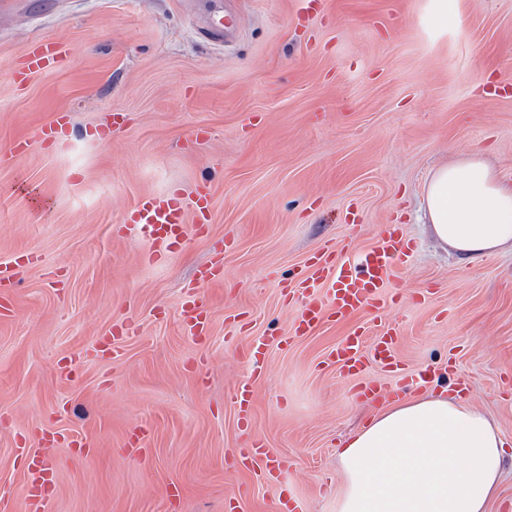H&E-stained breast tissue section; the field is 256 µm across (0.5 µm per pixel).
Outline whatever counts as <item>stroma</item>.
I'll return each mask as SVG.
<instances>
[{"label": "stroma", "instance_id": "35a3bbf8", "mask_svg": "<svg viewBox=\"0 0 512 512\" xmlns=\"http://www.w3.org/2000/svg\"><path fill=\"white\" fill-rule=\"evenodd\" d=\"M208 0H21L0 12V263L38 254L0 317V512H26L19 448L35 428L97 443L91 462L60 446L49 512H332L336 450L391 387V372L324 365L360 313L282 343L300 308L286 285L329 246L355 255L388 224L414 249L394 274L385 321L408 375L467 382L474 405L512 440V253L461 263L418 220L430 171L482 148L512 180V0H460L463 23L441 30L428 0H236V35L214 42ZM62 39L70 61L29 83L9 72L32 39ZM66 110L70 131L40 144ZM33 138L25 154L15 138ZM212 192L211 222L159 264L149 238L124 226L145 192ZM211 334L197 342L179 308L198 270ZM245 321H237L238 311ZM130 336L99 359L115 323ZM266 337L250 424L233 395L247 352ZM76 360L60 381L61 357ZM151 438L140 461L129 429ZM259 443L288 460L278 480L239 471Z\"/></svg>", "mask_w": 512, "mask_h": 512}]
</instances>
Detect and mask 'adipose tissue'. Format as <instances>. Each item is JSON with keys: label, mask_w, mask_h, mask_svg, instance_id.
<instances>
[{"label": "adipose tissue", "mask_w": 512, "mask_h": 512, "mask_svg": "<svg viewBox=\"0 0 512 512\" xmlns=\"http://www.w3.org/2000/svg\"><path fill=\"white\" fill-rule=\"evenodd\" d=\"M422 212L432 237L472 263L512 252V183L477 151L435 167ZM507 442L461 394L388 402L337 453L334 512H495Z\"/></svg>", "instance_id": "obj_1"}]
</instances>
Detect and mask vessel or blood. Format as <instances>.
<instances>
[{
    "label": "vessel or blood",
    "mask_w": 512,
    "mask_h": 512,
    "mask_svg": "<svg viewBox=\"0 0 512 512\" xmlns=\"http://www.w3.org/2000/svg\"><path fill=\"white\" fill-rule=\"evenodd\" d=\"M64 41L57 38L40 37L32 41L25 52L22 68L12 70L14 83L23 85L37 74L58 67L67 55ZM209 192H201L195 218H188L177 199L164 194L145 193L139 196L128 213V221L144 228L153 242L154 257L171 252L183 241L188 231L204 234L209 215ZM194 221V228H187V221ZM409 251L400 225H388L358 261H351L337 251H323L312 255L304 264L297 287L308 298L304 308L298 312L291 326V336H305L326 324H340L352 316L370 311L376 319H383L386 305L382 290L390 273L401 266ZM34 253L15 254L10 262L0 265V289L15 287L22 271L37 264ZM223 267H203L197 284L189 288L182 297L181 316L184 325L193 336L205 339L210 333L211 307L204 294L206 287L222 283ZM365 326L351 330L328 354L332 364H342L350 370L360 369L366 349ZM396 335L392 329L378 331L377 340L369 351L375 360L388 370L398 369L400 363L395 355ZM28 480L27 512H46L50 502L55 475L46 464L43 455L34 454L26 460ZM247 470L261 475L277 474L287 470V460L270 454L245 457Z\"/></svg>",
    "instance_id": "vessel-or-blood-1"
}]
</instances>
